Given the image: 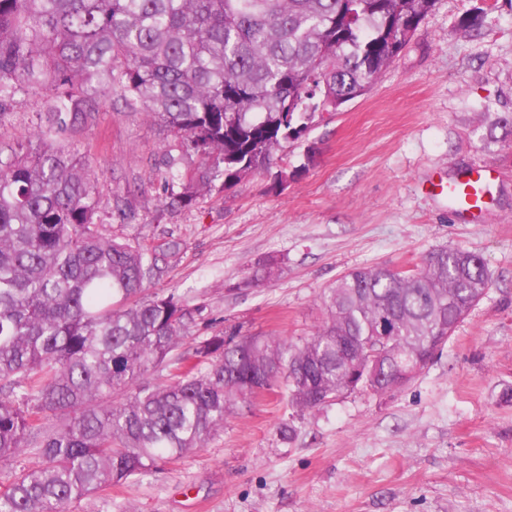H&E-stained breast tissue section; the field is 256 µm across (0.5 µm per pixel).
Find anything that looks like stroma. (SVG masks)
I'll return each instance as SVG.
<instances>
[{
	"instance_id": "35a3bbf8",
	"label": "stroma",
	"mask_w": 512,
	"mask_h": 512,
	"mask_svg": "<svg viewBox=\"0 0 512 512\" xmlns=\"http://www.w3.org/2000/svg\"><path fill=\"white\" fill-rule=\"evenodd\" d=\"M483 8L477 30L459 16ZM49 95L19 98L0 120V148L36 145ZM512 120V0H436L409 45L363 96L274 153L272 170L225 187L191 186L196 159L166 166V132L140 108L102 97L94 125L57 144L97 172L104 235L153 247L176 242L147 293L173 291L204 311L190 330L229 324L288 341L324 318L321 296L353 269L406 270L441 247L479 254L487 295L408 385L347 394L278 428L287 395L239 410L202 448L69 512H512V147L486 144L482 115ZM491 165L500 177L482 223L468 224L432 182ZM274 186L278 170L293 172ZM179 170L180 180L169 178ZM193 187L185 208L170 193ZM132 220L119 222L116 197ZM274 277L230 291L258 260Z\"/></svg>"
}]
</instances>
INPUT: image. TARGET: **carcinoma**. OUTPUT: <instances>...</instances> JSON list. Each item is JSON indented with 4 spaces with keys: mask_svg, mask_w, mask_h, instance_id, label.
<instances>
[{
    "mask_svg": "<svg viewBox=\"0 0 512 512\" xmlns=\"http://www.w3.org/2000/svg\"><path fill=\"white\" fill-rule=\"evenodd\" d=\"M435 0H0V117L53 92L44 126L95 123L106 90L140 105L196 179L267 171L318 111L364 95ZM96 172L46 143L0 152V458L35 455L0 512H68L201 448L257 389L304 414L409 383L487 294L477 254L338 277L327 320L296 341L237 325L182 349L203 312L142 296L165 251L99 230ZM166 372L160 384L145 376Z\"/></svg>",
    "mask_w": 512,
    "mask_h": 512,
    "instance_id": "cac0c4a2",
    "label": "carcinoma"
}]
</instances>
